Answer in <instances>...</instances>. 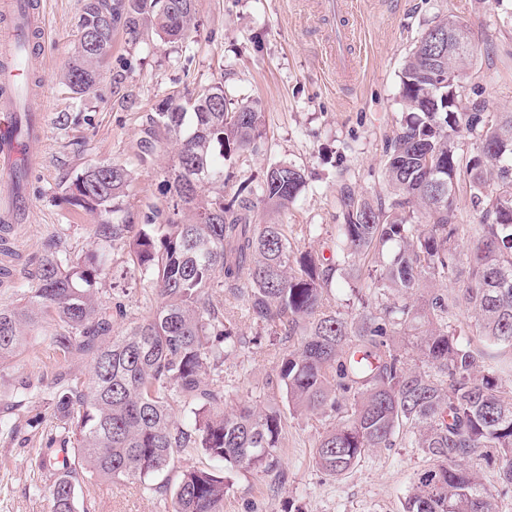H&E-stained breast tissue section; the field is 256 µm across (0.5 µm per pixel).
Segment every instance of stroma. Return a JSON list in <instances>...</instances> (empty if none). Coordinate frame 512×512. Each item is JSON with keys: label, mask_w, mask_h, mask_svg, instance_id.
Instances as JSON below:
<instances>
[{"label": "stroma", "mask_w": 512, "mask_h": 512, "mask_svg": "<svg viewBox=\"0 0 512 512\" xmlns=\"http://www.w3.org/2000/svg\"><path fill=\"white\" fill-rule=\"evenodd\" d=\"M48 39L34 45L41 57V94L29 103L42 113L45 136L40 167L26 181L29 207L0 242V308L14 306L30 286L28 274L45 252L77 257L100 247L93 236L97 213L70 206L66 190L84 167L124 165L132 182L126 199L134 216L166 207L163 180L170 148L142 159L140 131L160 99L176 91L223 82L233 98L262 105L266 133L255 152L225 161L235 181L257 180L276 162H292L306 187L279 222L303 249L331 255L342 215L344 188L384 195L385 138L401 116L399 73L422 32L437 16L468 18L478 34L473 67L462 83L465 108L485 103L512 111V0H355L362 63L348 83L334 80L322 60L325 26L318 0H195L198 32L185 42L147 36L128 44L117 34L94 88L79 97L60 74L78 40L84 0H41ZM107 270L99 296L111 303L122 291L127 318L148 316L155 303L129 271L127 251L105 244ZM236 331L247 340L224 363L226 408L241 402L284 405L277 382L286 345L257 336L242 301L217 292ZM57 323L42 319L25 350L0 369V512H50L48 489L63 436L49 408L51 391L92 370L84 359L61 358L51 343ZM328 420L287 417L281 439L283 472L275 477L225 468L224 512H402L414 474L427 466L407 445L366 450L345 475L331 477L313 460L314 439ZM80 499L91 512H169L168 495L137 481L95 482Z\"/></svg>", "instance_id": "stroma-1"}]
</instances>
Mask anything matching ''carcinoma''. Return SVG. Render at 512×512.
I'll return each instance as SVG.
<instances>
[{
    "instance_id": "obj_1",
    "label": "carcinoma",
    "mask_w": 512,
    "mask_h": 512,
    "mask_svg": "<svg viewBox=\"0 0 512 512\" xmlns=\"http://www.w3.org/2000/svg\"><path fill=\"white\" fill-rule=\"evenodd\" d=\"M193 0H86L79 39L63 79L79 96L97 83L117 31L131 44L152 32L177 41L197 30ZM466 34L463 52L436 49L430 31ZM472 23L446 15L425 30L399 75L403 116L386 140L388 192L369 199L341 193L329 258L291 243L288 225L260 222L259 206L288 210L306 183L289 162L270 165L255 183L224 198V161L255 151L265 131L257 101L228 98L210 83L166 96L141 129L143 157L177 145L168 168V210L143 224L117 219L131 175L120 164L84 168L67 201L99 211L94 235L128 247L148 317L115 330L127 316L117 300H99L98 250L76 258L49 251L29 272L21 308H0V368L51 317L66 358L88 356V380L70 379L50 398L70 439V461L49 488L51 512H76L87 479L142 480L166 471L180 448H194L246 471L280 475V410L240 403L226 411L215 377L243 344L212 293L244 298L247 314L270 337L297 339L278 365L294 416H339L318 433L316 465L349 471L369 448L408 444L429 464L418 471L403 512H499L512 490V112L460 105L461 81L477 53ZM475 139L462 150L456 134ZM465 185L477 215L458 223ZM349 271L360 312L328 303L335 272ZM465 310L469 322L457 317ZM413 338L425 368L408 363L400 344ZM189 415L190 424L176 420ZM497 465L499 487L485 486L470 463ZM229 488L217 469H184L171 512H224Z\"/></svg>"
}]
</instances>
